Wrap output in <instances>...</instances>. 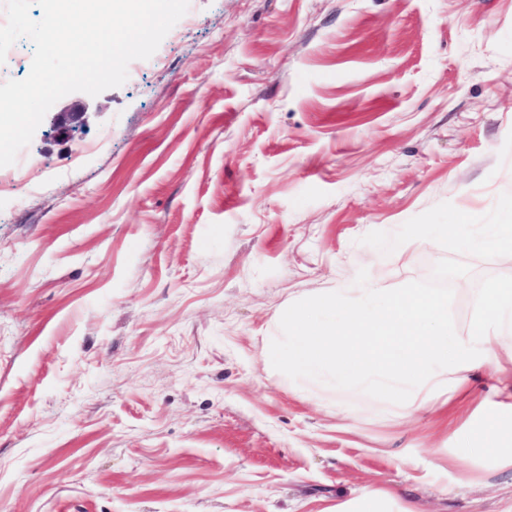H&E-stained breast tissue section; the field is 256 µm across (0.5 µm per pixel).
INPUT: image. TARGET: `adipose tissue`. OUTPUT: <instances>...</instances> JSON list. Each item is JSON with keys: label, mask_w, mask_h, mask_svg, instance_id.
Returning <instances> with one entry per match:
<instances>
[{"label": "adipose tissue", "mask_w": 512, "mask_h": 512, "mask_svg": "<svg viewBox=\"0 0 512 512\" xmlns=\"http://www.w3.org/2000/svg\"><path fill=\"white\" fill-rule=\"evenodd\" d=\"M475 304L469 331L458 334L448 327L447 291L388 294L373 277L359 288L323 294L316 307L298 304L281 311V362L305 380L379 391L408 417L436 407L440 389L458 393L464 372L502 371V337L512 332V282L489 283ZM501 392L507 413L475 427L470 445L497 449L512 465V383Z\"/></svg>", "instance_id": "obj_1"}]
</instances>
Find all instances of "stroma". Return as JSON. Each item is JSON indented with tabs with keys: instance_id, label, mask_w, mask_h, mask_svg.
Wrapping results in <instances>:
<instances>
[{
	"instance_id": "1",
	"label": "stroma",
	"mask_w": 512,
	"mask_h": 512,
	"mask_svg": "<svg viewBox=\"0 0 512 512\" xmlns=\"http://www.w3.org/2000/svg\"><path fill=\"white\" fill-rule=\"evenodd\" d=\"M511 207L512 0H190L0 168V512H512V467L466 449L492 370L409 422L289 378L275 320L380 257L467 332L512 269L396 241ZM395 499L392 492L379 489L368 490L356 500L336 506V510L332 512H423L417 503H408L398 511L387 510Z\"/></svg>"
}]
</instances>
